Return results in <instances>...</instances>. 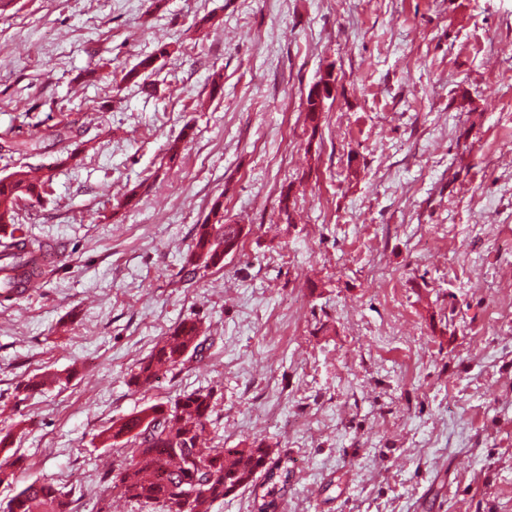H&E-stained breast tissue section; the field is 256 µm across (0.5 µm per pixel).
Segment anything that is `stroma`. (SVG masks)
I'll return each mask as SVG.
<instances>
[{
  "instance_id": "stroma-1",
  "label": "stroma",
  "mask_w": 512,
  "mask_h": 512,
  "mask_svg": "<svg viewBox=\"0 0 512 512\" xmlns=\"http://www.w3.org/2000/svg\"><path fill=\"white\" fill-rule=\"evenodd\" d=\"M65 114L83 161L18 213L52 260L0 299V430L23 459L0 508L51 478L96 512L118 458L97 434L209 389L212 444L287 460L282 512H512V0H13L0 141L23 149L0 176L53 162ZM218 199L247 232L188 277ZM188 316L202 355L131 389ZM336 88V77L332 72H326L321 75L319 81L311 89V101L315 106L316 112H307V119L312 128H317L320 112L324 111L325 100L333 98Z\"/></svg>"
}]
</instances>
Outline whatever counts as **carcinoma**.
<instances>
[{"label": "carcinoma", "instance_id": "1", "mask_svg": "<svg viewBox=\"0 0 512 512\" xmlns=\"http://www.w3.org/2000/svg\"><path fill=\"white\" fill-rule=\"evenodd\" d=\"M153 64L148 56L124 71L122 81L136 83ZM72 120L59 121L55 131V162L39 181L20 166L0 178V282L8 287L39 278L35 259L47 246L31 238L16 222L20 206L42 203L59 167H77L86 142L74 134ZM243 226L224 223V204L215 200L200 224L195 226L183 268L217 267L240 241ZM202 322L181 320L155 347L148 360L130 375L128 384L146 389L163 373L203 350ZM213 393L186 392L164 404H153L112 422L98 434L105 448L120 447L124 461L108 474V494L98 502L97 512H112V498L157 506L159 512H181L183 499L197 495L189 512H211L213 504L246 487L253 488L256 512H278L291 470L288 462L271 458V449L254 441L246 448H217L205 442L211 425ZM7 512H70L67 495L50 482L34 480L24 485L7 503Z\"/></svg>", "mask_w": 512, "mask_h": 512}]
</instances>
